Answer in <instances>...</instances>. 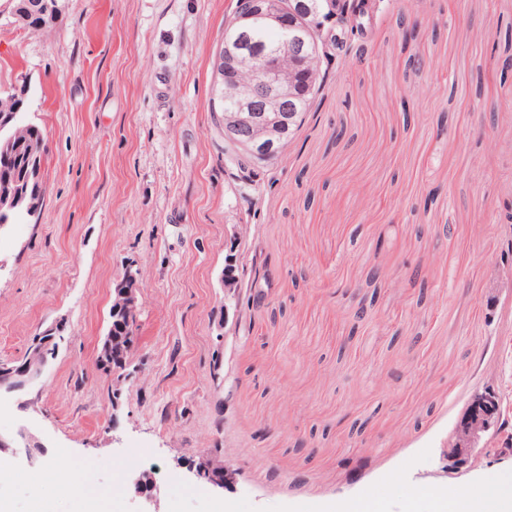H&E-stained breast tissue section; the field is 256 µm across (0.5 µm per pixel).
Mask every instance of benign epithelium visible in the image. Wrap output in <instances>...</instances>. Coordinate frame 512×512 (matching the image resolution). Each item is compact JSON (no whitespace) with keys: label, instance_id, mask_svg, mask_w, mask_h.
<instances>
[{"label":"benign epithelium","instance_id":"obj_1","mask_svg":"<svg viewBox=\"0 0 512 512\" xmlns=\"http://www.w3.org/2000/svg\"><path fill=\"white\" fill-rule=\"evenodd\" d=\"M15 15L30 26H43L46 21L42 19L45 11L36 0H24V5L15 9ZM337 16L328 13V16L316 19L310 24L297 25V22L284 16L277 20L280 30L278 48L263 59V69L266 76L268 96L270 98L267 112L257 115L248 109V99L252 94V87L245 84L224 85V67L220 66L221 59H215V84L219 93L232 96L234 107L224 113V128H235L240 125H250L256 132V139L268 148L265 158H274L280 148L277 144L283 134L285 121L278 112V100L295 91V89L321 73L323 61L330 55V38L333 36ZM312 34L319 45L316 56L307 64L297 62L290 54V43L298 35ZM243 257L232 246L225 257V266L232 268V273L224 280V298L235 293L238 276L235 271L242 263ZM113 292L121 294L125 299L126 310H135L136 289L131 280L124 278L115 285ZM112 343H104L100 352V360L107 363L108 357H118L122 348L132 347L130 339L133 337L134 325L131 317L119 320L111 328ZM62 340L59 328H49L32 338L30 355L24 371L28 379L18 383L16 375L18 370L11 362L0 363V391L24 393L29 382L35 379L34 363L42 360L47 363L48 357L58 350L57 343ZM127 345H122V342ZM505 395L494 388H488L477 396L470 410L461 421L452 437V446L444 452L447 464L445 469L449 474H458L470 471L476 464L479 456L495 455L500 458H512V407L504 405ZM0 448H19L30 462L45 455V449L39 445L31 444L25 435L20 440H7L0 436ZM234 472L227 466L212 468L209 485L215 488H224L233 480Z\"/></svg>","mask_w":512,"mask_h":512}]
</instances>
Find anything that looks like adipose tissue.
Instances as JSON below:
<instances>
[{"label": "adipose tissue", "instance_id": "ef3b65f1", "mask_svg": "<svg viewBox=\"0 0 512 512\" xmlns=\"http://www.w3.org/2000/svg\"><path fill=\"white\" fill-rule=\"evenodd\" d=\"M418 496L431 501L432 512H512V484L494 479L481 481L465 496L453 490L438 495L425 485Z\"/></svg>", "mask_w": 512, "mask_h": 512}]
</instances>
